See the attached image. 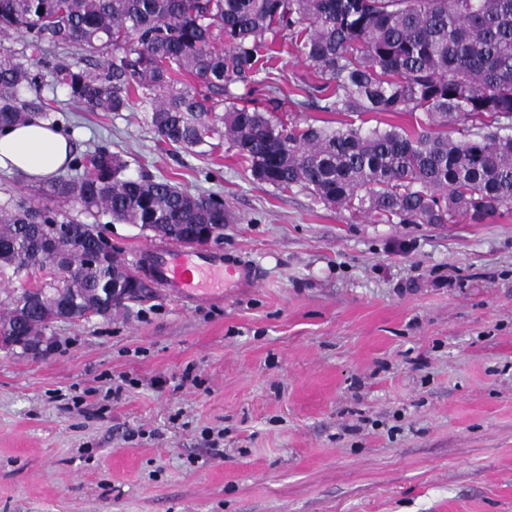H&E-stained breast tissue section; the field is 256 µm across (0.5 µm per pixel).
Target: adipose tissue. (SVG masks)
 <instances>
[{
  "label": "adipose tissue",
  "instance_id": "obj_1",
  "mask_svg": "<svg viewBox=\"0 0 512 512\" xmlns=\"http://www.w3.org/2000/svg\"><path fill=\"white\" fill-rule=\"evenodd\" d=\"M71 150V141L40 119L0 132V166L11 165L30 182L50 181Z\"/></svg>",
  "mask_w": 512,
  "mask_h": 512
}]
</instances>
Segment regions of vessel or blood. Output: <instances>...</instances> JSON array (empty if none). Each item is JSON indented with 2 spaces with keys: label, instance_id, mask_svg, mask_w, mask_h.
<instances>
[{
  "label": "vessel or blood",
  "instance_id": "obj_1",
  "mask_svg": "<svg viewBox=\"0 0 512 512\" xmlns=\"http://www.w3.org/2000/svg\"><path fill=\"white\" fill-rule=\"evenodd\" d=\"M139 260L157 285L185 301H220L256 283L251 264L195 246L156 242L140 251Z\"/></svg>",
  "mask_w": 512,
  "mask_h": 512
}]
</instances>
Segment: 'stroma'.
Segmentation results:
<instances>
[{"instance_id": "35a3bbf8", "label": "stroma", "mask_w": 512, "mask_h": 512, "mask_svg": "<svg viewBox=\"0 0 512 512\" xmlns=\"http://www.w3.org/2000/svg\"><path fill=\"white\" fill-rule=\"evenodd\" d=\"M273 66L285 123L339 124L298 106L302 58ZM59 103L75 152L219 194L210 246L258 285L217 305L158 287L0 355V512H512V207L378 224L253 180L227 144ZM107 232L138 272L153 233Z\"/></svg>"}]
</instances>
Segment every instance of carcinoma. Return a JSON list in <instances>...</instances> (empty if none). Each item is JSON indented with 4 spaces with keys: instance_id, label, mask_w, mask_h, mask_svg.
Here are the masks:
<instances>
[{
    "instance_id": "1",
    "label": "carcinoma",
    "mask_w": 512,
    "mask_h": 512,
    "mask_svg": "<svg viewBox=\"0 0 512 512\" xmlns=\"http://www.w3.org/2000/svg\"><path fill=\"white\" fill-rule=\"evenodd\" d=\"M13 33L24 45L0 47V131L35 118L60 126L55 99L27 98L37 86L28 53L47 44L58 49L52 91L80 111L137 107L162 142L191 151L224 138L253 179L283 191L388 224L482 221L512 205V0H0V34ZM286 40L320 81L299 78L298 105L356 120L278 118L260 60ZM85 53L103 63L80 67ZM417 112L426 121L413 129L355 125ZM127 167L98 145L37 195L0 199L1 284L50 265L72 270L64 288L37 281L0 301V336L38 340L64 306L105 317L152 294L143 283L112 298V267L131 272L102 245L107 223L176 244L185 224L224 235L220 197ZM56 224L72 225L73 240H57Z\"/></svg>"
}]
</instances>
